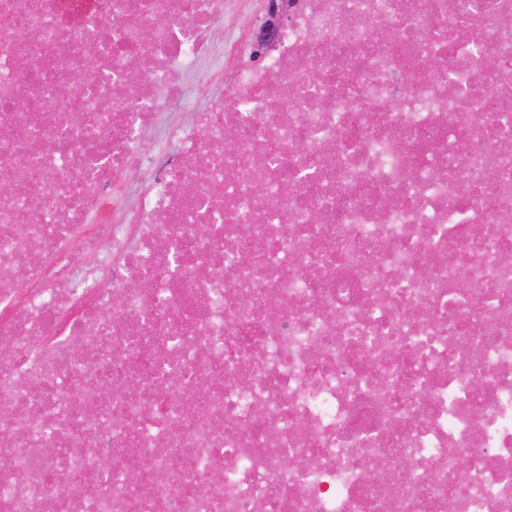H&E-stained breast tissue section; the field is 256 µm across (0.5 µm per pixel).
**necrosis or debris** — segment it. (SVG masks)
Listing matches in <instances>:
<instances>
[{"mask_svg":"<svg viewBox=\"0 0 512 512\" xmlns=\"http://www.w3.org/2000/svg\"><path fill=\"white\" fill-rule=\"evenodd\" d=\"M67 2L0 0V512H512V0H286L260 68Z\"/></svg>","mask_w":512,"mask_h":512,"instance_id":"necrosis-or-debris-1","label":"necrosis or debris"}]
</instances>
